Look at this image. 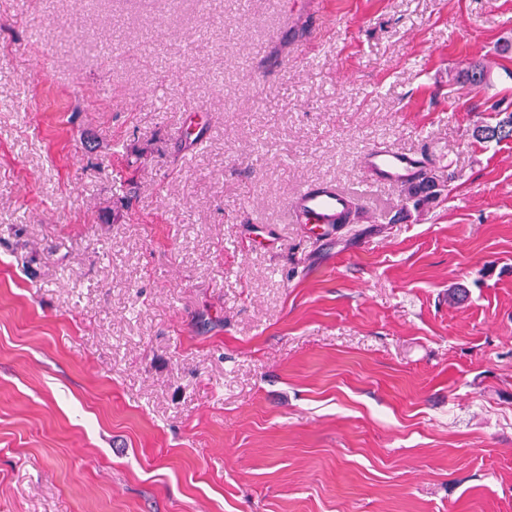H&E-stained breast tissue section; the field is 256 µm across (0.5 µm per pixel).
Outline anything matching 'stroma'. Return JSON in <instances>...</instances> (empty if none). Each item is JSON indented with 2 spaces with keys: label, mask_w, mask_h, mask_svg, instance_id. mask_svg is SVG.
Segmentation results:
<instances>
[{
  "label": "stroma",
  "mask_w": 512,
  "mask_h": 512,
  "mask_svg": "<svg viewBox=\"0 0 512 512\" xmlns=\"http://www.w3.org/2000/svg\"><path fill=\"white\" fill-rule=\"evenodd\" d=\"M507 40L512 0H0V512H512V139L471 136L512 55L450 80ZM326 181L352 222L297 223ZM457 82L468 84L475 89L488 88L491 85V72L487 65L475 63L460 74H455ZM419 160L392 148L371 149L363 160V167L371 175L394 185L407 183L417 170ZM438 186L433 177L425 172H419L406 186V193L418 207H425L438 197Z\"/></svg>",
  "instance_id": "35a3bbf8"
}]
</instances>
